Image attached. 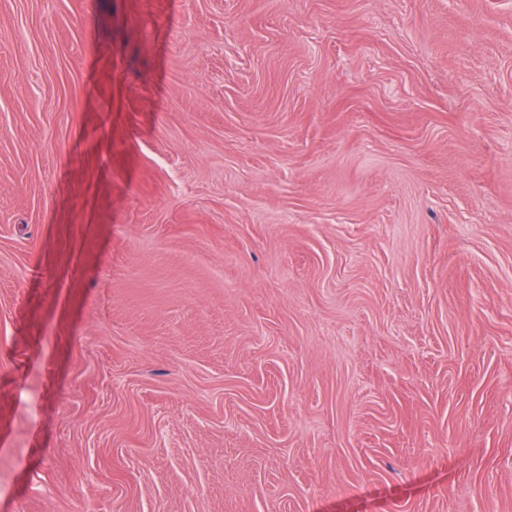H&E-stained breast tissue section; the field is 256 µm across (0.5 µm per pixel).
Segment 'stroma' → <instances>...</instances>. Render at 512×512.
<instances>
[{
    "mask_svg": "<svg viewBox=\"0 0 512 512\" xmlns=\"http://www.w3.org/2000/svg\"><path fill=\"white\" fill-rule=\"evenodd\" d=\"M0 512H512V0H0Z\"/></svg>",
    "mask_w": 512,
    "mask_h": 512,
    "instance_id": "1",
    "label": "stroma"
}]
</instances>
